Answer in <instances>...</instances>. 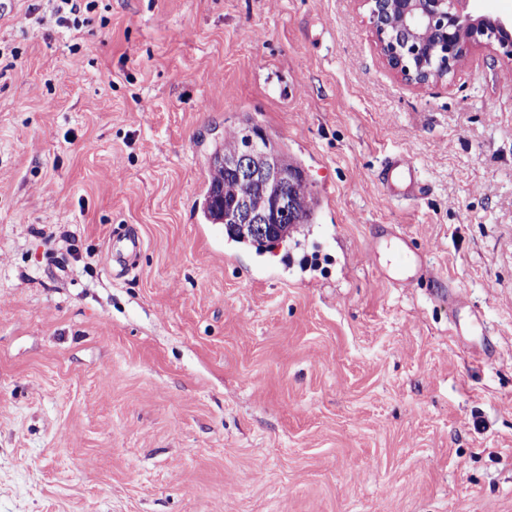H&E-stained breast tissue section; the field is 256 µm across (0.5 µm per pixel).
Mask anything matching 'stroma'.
Here are the masks:
<instances>
[{
  "instance_id": "1",
  "label": "stroma",
  "mask_w": 512,
  "mask_h": 512,
  "mask_svg": "<svg viewBox=\"0 0 512 512\" xmlns=\"http://www.w3.org/2000/svg\"><path fill=\"white\" fill-rule=\"evenodd\" d=\"M90 17L0 0V512H512V60L409 86L359 0ZM246 119L335 191L261 253L200 209ZM392 231L434 280L362 263ZM374 178L383 194L391 199L416 200L427 190L416 163L404 154L386 157ZM113 237L120 243V247L115 251L112 250V263L120 266L125 265L130 258L136 257L140 253L143 242L137 232L127 229L114 234Z\"/></svg>"
}]
</instances>
